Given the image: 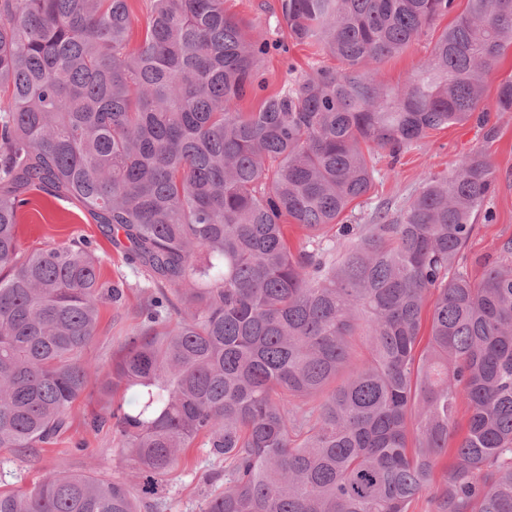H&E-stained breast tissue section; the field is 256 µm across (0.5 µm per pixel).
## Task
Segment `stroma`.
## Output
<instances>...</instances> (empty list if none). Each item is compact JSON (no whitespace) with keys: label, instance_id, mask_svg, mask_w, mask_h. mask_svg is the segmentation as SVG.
<instances>
[{"label":"stroma","instance_id":"stroma-1","mask_svg":"<svg viewBox=\"0 0 512 512\" xmlns=\"http://www.w3.org/2000/svg\"><path fill=\"white\" fill-rule=\"evenodd\" d=\"M224 7L248 25L285 40L279 0H224ZM444 26V21H437L420 42L381 63L379 78L390 86L403 83L427 58ZM326 62V57L309 45L292 44L287 51H272L261 64L265 87L247 92L240 104L242 111L257 109L264 95L279 91L292 74ZM509 78H512V49L507 50L487 77L482 106L489 111L488 123L471 120L431 132L423 141L404 149L396 159L387 152H378L374 186L367 196L351 203L343 222L374 224L383 211L390 217H398L426 178L451 175L468 156L484 153L496 177L490 200L495 220L490 224L477 223L465 250L469 275L480 278L485 258L495 256L498 245L512 239V112L496 109V88ZM18 239L24 254L73 240L90 241L100 262L102 281L124 282L126 305L120 309L108 305L101 311L98 333L82 355L90 371L89 387L85 398L76 402L69 412L68 431L56 444L45 448L0 449V490L28 489L44 477L66 471L117 478L140 492L143 479L120 456L117 438L108 430L93 431L88 420L104 403L99 387L113 357L139 322L137 312L145 297L141 288L143 277L113 249L100 226L88 223L77 203L67 198L31 193L19 212ZM223 468V462L213 459L209 449L194 444L185 449L168 475L159 478L154 494L143 495L142 512H203L211 490L206 477Z\"/></svg>","mask_w":512,"mask_h":512}]
</instances>
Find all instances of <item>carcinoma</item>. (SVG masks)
I'll use <instances>...</instances> for the list:
<instances>
[{"mask_svg": "<svg viewBox=\"0 0 512 512\" xmlns=\"http://www.w3.org/2000/svg\"><path fill=\"white\" fill-rule=\"evenodd\" d=\"M455 7L280 0L288 39L340 67L242 112L279 41L224 0H153L136 43L127 0H0V448L67 430L100 309L124 298L87 241L20 255L36 190L76 201L144 276L138 327L101 383L139 402L90 422L112 428L142 492L199 439L224 460L203 512H412L425 495L433 512H512V239L480 279L463 265L478 219L494 220L489 161L427 178L394 220L341 223L375 151L395 158L480 110L512 0ZM452 12L417 72L377 78ZM496 106L512 112V80ZM0 512L141 505L123 481L59 472L0 492Z\"/></svg>", "mask_w": 512, "mask_h": 512, "instance_id": "obj_1", "label": "carcinoma"}]
</instances>
